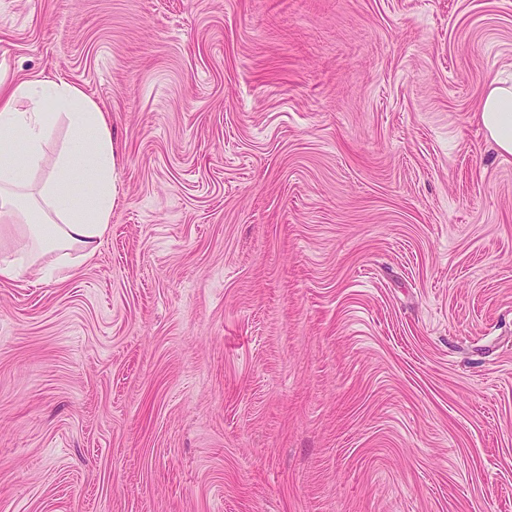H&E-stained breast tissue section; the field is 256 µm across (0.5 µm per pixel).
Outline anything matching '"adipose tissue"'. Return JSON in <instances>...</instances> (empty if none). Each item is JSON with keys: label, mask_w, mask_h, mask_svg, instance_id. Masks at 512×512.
<instances>
[{"label": "adipose tissue", "mask_w": 512, "mask_h": 512, "mask_svg": "<svg viewBox=\"0 0 512 512\" xmlns=\"http://www.w3.org/2000/svg\"><path fill=\"white\" fill-rule=\"evenodd\" d=\"M70 139L39 183L58 122ZM479 122L502 156H512V86L491 84ZM107 118L77 87L51 79L0 91V277L32 270L41 281L64 279L68 251L91 258L109 227L116 188ZM57 258L43 263L49 253Z\"/></svg>", "instance_id": "ef3b65f1"}]
</instances>
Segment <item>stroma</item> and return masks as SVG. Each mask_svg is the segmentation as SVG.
I'll list each match as a JSON object with an SVG mask.
<instances>
[{"mask_svg":"<svg viewBox=\"0 0 512 512\" xmlns=\"http://www.w3.org/2000/svg\"><path fill=\"white\" fill-rule=\"evenodd\" d=\"M509 76L512 0H0L117 187L0 280V512H512ZM492 81L484 99L479 123L502 156H512V86Z\"/></svg>","mask_w":512,"mask_h":512,"instance_id":"stroma-1","label":"stroma"}]
</instances>
